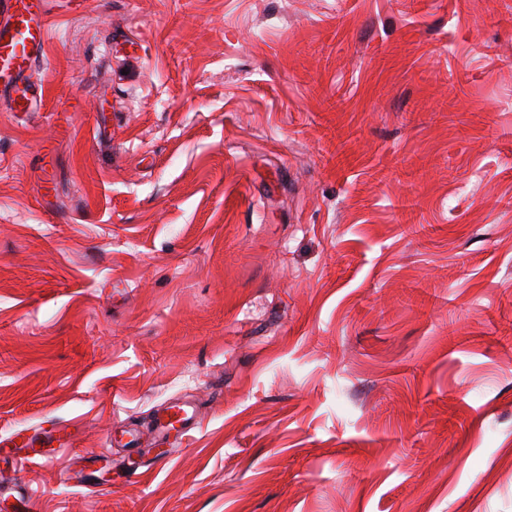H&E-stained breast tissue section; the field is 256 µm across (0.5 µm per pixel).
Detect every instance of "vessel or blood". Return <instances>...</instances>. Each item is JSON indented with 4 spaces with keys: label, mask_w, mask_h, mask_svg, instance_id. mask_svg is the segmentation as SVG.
I'll return each instance as SVG.
<instances>
[{
    "label": "vessel or blood",
    "mask_w": 512,
    "mask_h": 512,
    "mask_svg": "<svg viewBox=\"0 0 512 512\" xmlns=\"http://www.w3.org/2000/svg\"><path fill=\"white\" fill-rule=\"evenodd\" d=\"M47 0H0V97L9 100L15 111H30L36 94L26 84L28 70L43 59L49 36L51 15ZM194 413L188 405L165 408L155 419L161 434L179 430L187 434Z\"/></svg>",
    "instance_id": "vessel-or-blood-1"
}]
</instances>
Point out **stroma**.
I'll return each instance as SVG.
<instances>
[{
	"label": "stroma",
	"mask_w": 512,
	"mask_h": 512,
	"mask_svg": "<svg viewBox=\"0 0 512 512\" xmlns=\"http://www.w3.org/2000/svg\"><path fill=\"white\" fill-rule=\"evenodd\" d=\"M51 4L0 101V503L512 512V0ZM190 407L187 404L166 407L154 421L156 430L163 436H167L171 430L177 428L180 435L186 436L192 428L194 419V409L190 411Z\"/></svg>",
	"instance_id": "obj_1"
}]
</instances>
